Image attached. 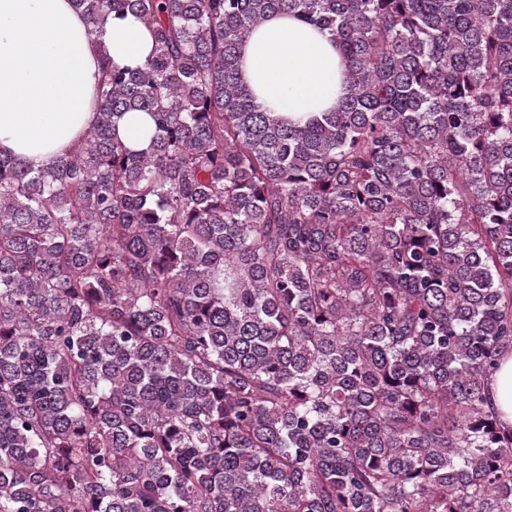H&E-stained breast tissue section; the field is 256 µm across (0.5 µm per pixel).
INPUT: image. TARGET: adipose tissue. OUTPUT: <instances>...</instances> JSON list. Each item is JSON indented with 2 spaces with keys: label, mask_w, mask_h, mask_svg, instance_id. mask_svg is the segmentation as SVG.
I'll list each match as a JSON object with an SVG mask.
<instances>
[{
  "label": "adipose tissue",
  "mask_w": 512,
  "mask_h": 512,
  "mask_svg": "<svg viewBox=\"0 0 512 512\" xmlns=\"http://www.w3.org/2000/svg\"><path fill=\"white\" fill-rule=\"evenodd\" d=\"M134 16H111L90 36L72 0H0V154L52 167L94 125L102 63L133 67L151 50ZM241 78L260 104L284 114L325 112L345 95L329 36L273 16L241 46Z\"/></svg>",
  "instance_id": "1"
}]
</instances>
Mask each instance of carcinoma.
<instances>
[{
    "label": "carcinoma",
    "instance_id": "1",
    "mask_svg": "<svg viewBox=\"0 0 512 512\" xmlns=\"http://www.w3.org/2000/svg\"><path fill=\"white\" fill-rule=\"evenodd\" d=\"M73 3L153 46L54 166L0 155V512H512V0ZM277 14L334 109L242 82ZM241 78L272 112H326L346 94L330 37L288 16H273L241 46ZM152 130L153 120L148 114L133 112L120 124L119 135L129 148L144 150L149 145ZM488 396L501 413V419L512 425V353L505 356L501 370L489 386Z\"/></svg>",
    "mask_w": 512,
    "mask_h": 512
}]
</instances>
